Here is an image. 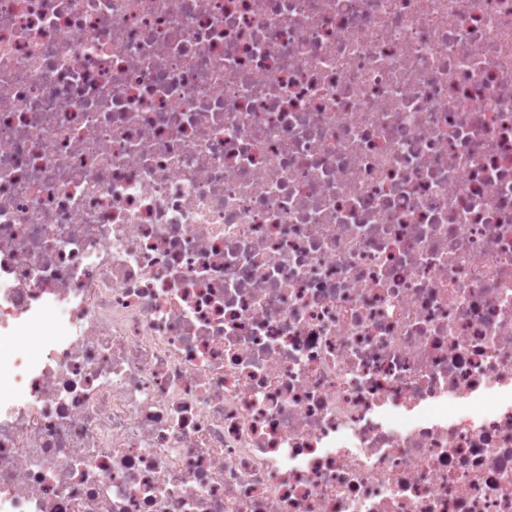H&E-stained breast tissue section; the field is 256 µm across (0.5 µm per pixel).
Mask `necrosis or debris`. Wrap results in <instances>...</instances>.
Returning <instances> with one entry per match:
<instances>
[{
    "label": "necrosis or debris",
    "mask_w": 512,
    "mask_h": 512,
    "mask_svg": "<svg viewBox=\"0 0 512 512\" xmlns=\"http://www.w3.org/2000/svg\"><path fill=\"white\" fill-rule=\"evenodd\" d=\"M19 332L0 512H512V0H0Z\"/></svg>",
    "instance_id": "necrosis-or-debris-1"
}]
</instances>
